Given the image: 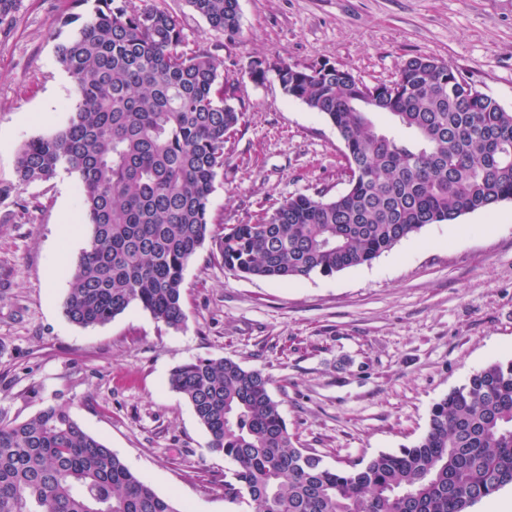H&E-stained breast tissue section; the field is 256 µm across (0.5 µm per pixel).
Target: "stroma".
Returning <instances> with one entry per match:
<instances>
[{
	"label": "stroma",
	"mask_w": 512,
	"mask_h": 512,
	"mask_svg": "<svg viewBox=\"0 0 512 512\" xmlns=\"http://www.w3.org/2000/svg\"><path fill=\"white\" fill-rule=\"evenodd\" d=\"M158 2L220 61L244 112L211 197L216 233L289 196L347 188L335 128L274 76L254 80L252 63H326L374 85L430 56L512 110V0H239L232 40L186 0ZM78 11L75 0H16L0 24V418L65 407L160 495L231 512L230 463L168 387L176 366L224 356L261 370L289 431L334 468L413 446L435 402L512 359V201L300 282L229 272L208 242L184 272L182 328L139 308L101 326L69 321L67 270L89 235L66 237L61 212H79L80 179L20 183L16 156L70 117L74 82L56 47Z\"/></svg>",
	"instance_id": "stroma-1"
}]
</instances>
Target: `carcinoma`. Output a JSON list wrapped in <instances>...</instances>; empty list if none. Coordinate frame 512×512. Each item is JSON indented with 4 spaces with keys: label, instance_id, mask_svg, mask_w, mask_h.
I'll list each match as a JSON object with an SVG mask.
<instances>
[{
    "label": "carcinoma",
    "instance_id": "1",
    "mask_svg": "<svg viewBox=\"0 0 512 512\" xmlns=\"http://www.w3.org/2000/svg\"><path fill=\"white\" fill-rule=\"evenodd\" d=\"M235 38L238 0H186ZM58 45L75 83L65 127L23 144L19 180L80 178L88 247L63 307L82 326L137 307L185 325L184 271L206 240L236 274L299 281L371 263L429 224L512 201V111L446 62L415 56L369 86L334 66L275 71L283 91L338 132L345 192L290 196L211 233L224 143L243 112L208 52L154 3L93 0ZM386 114L394 129L373 120ZM208 450L231 462L224 498L248 512H467L512 485V360L490 363L431 410L411 448L330 468L297 446L262 371L229 358L175 367ZM0 512H180L63 407L0 419Z\"/></svg>",
    "mask_w": 512,
    "mask_h": 512
}]
</instances>
